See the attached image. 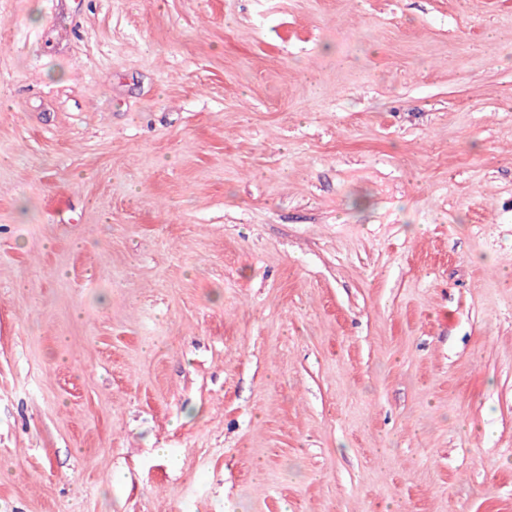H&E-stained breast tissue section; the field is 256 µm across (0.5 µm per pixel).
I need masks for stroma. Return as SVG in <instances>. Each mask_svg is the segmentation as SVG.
<instances>
[{"mask_svg": "<svg viewBox=\"0 0 512 512\" xmlns=\"http://www.w3.org/2000/svg\"><path fill=\"white\" fill-rule=\"evenodd\" d=\"M0 512H512V0H0Z\"/></svg>", "mask_w": 512, "mask_h": 512, "instance_id": "1", "label": "stroma"}]
</instances>
